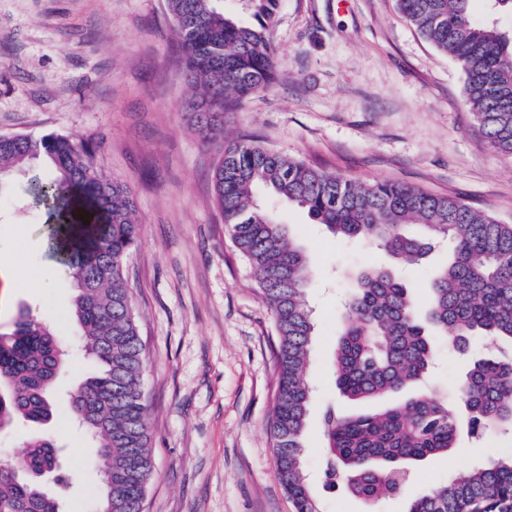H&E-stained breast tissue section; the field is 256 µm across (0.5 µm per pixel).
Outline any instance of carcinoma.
Segmentation results:
<instances>
[{"label":"carcinoma","instance_id":"obj_1","mask_svg":"<svg viewBox=\"0 0 512 512\" xmlns=\"http://www.w3.org/2000/svg\"><path fill=\"white\" fill-rule=\"evenodd\" d=\"M470 0H397L402 17L459 66L479 131L512 155V35L477 23ZM253 22L224 12V0H166L179 60L192 96L185 109L203 143L219 147L214 201L237 251L250 265L273 316L277 389L268 436L278 476L297 512H323L304 473L311 403L307 380L314 323L305 294L311 258L275 214L255 200L259 188L307 212L343 241H364L389 265L357 270L347 317L333 355L339 393L369 404L395 403L344 415L324 412L326 485L371 507L399 497L418 464L446 457L467 423L512 429V224L461 200L405 183L363 185L272 152L250 139L224 142V115L268 89L279 64L272 25L279 0H247ZM93 144L62 134L38 139L0 136V176L34 162L48 168L47 191L79 197L97 213L93 224L57 234L75 280L72 308L85 350L100 370L81 384L66 411L96 439L85 465L102 476L97 509L144 512L153 472L144 350L131 305L126 259L139 224L127 188L100 173ZM448 262L430 276L419 301L397 274L440 241ZM461 353L475 336L492 354L468 363L462 399L468 420L424 389L435 358L433 336ZM67 367L64 339L19 311L0 332V430L16 421L44 424L56 413L53 390ZM57 467L49 437L30 442L0 466V512H60L43 489ZM512 452L495 451L484 466L408 501L405 512H512Z\"/></svg>","mask_w":512,"mask_h":512}]
</instances>
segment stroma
I'll return each mask as SVG.
<instances>
[{
  "mask_svg": "<svg viewBox=\"0 0 512 512\" xmlns=\"http://www.w3.org/2000/svg\"><path fill=\"white\" fill-rule=\"evenodd\" d=\"M276 82L224 118V138L264 148L361 184L397 181L461 199L512 224V157L479 133L464 77L447 54L405 22L396 0H280ZM164 0H0V135L62 133L96 145L95 163L125 184L140 225L127 263L145 349L143 392L154 464L144 512H294L267 434L276 393L273 315L213 204L214 147L183 110L191 89L176 66ZM35 166L0 180V331L19 309L69 344L55 388L62 411L45 425L0 431V462L52 437L59 467L44 479L62 512H91L100 486L84 460L95 442L63 408L95 369L69 309L54 225L86 207L45 191ZM312 257L306 295L315 335L305 471L323 512H364L323 487L322 417L339 396L329 356L345 317L349 271L384 263L374 246L342 243L301 209L271 198ZM431 384L462 398L468 361L438 344ZM512 433L463 436L448 457L417 467L407 497L462 476Z\"/></svg>",
  "mask_w": 512,
  "mask_h": 512,
  "instance_id": "35a3bbf8",
  "label": "stroma"
}]
</instances>
